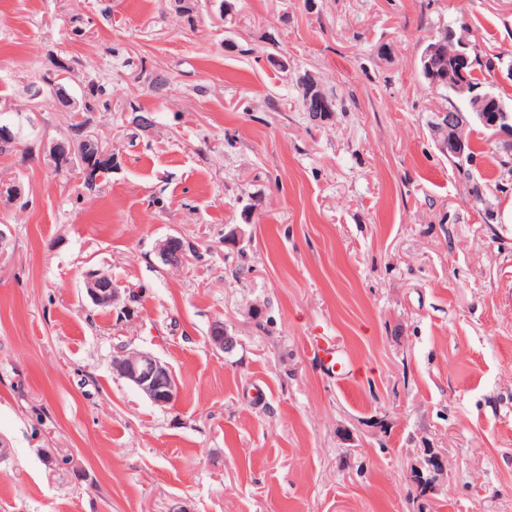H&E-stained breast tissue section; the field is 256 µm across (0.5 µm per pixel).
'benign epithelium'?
<instances>
[{
    "label": "benign epithelium",
    "instance_id": "1",
    "mask_svg": "<svg viewBox=\"0 0 512 512\" xmlns=\"http://www.w3.org/2000/svg\"><path fill=\"white\" fill-rule=\"evenodd\" d=\"M449 42L454 45V57L458 70H463L470 62L467 53L468 43L463 35L455 31H443L440 39L428 50L423 59L424 65L432 66L433 57L440 46ZM73 110L77 111L71 136L64 140H54L44 145V153L57 171L71 169L74 158L83 160L80 177L94 182L103 171L112 169V150L90 131L83 113L78 111L77 101L70 99ZM303 104L306 111L313 114L329 110L328 102L319 93L305 95ZM481 129L490 134L494 149L512 155V110L504 107L494 112H483L480 116ZM433 133L440 150L460 161L467 158L466 145L469 143L464 133H473L476 122L471 112H437L432 118ZM22 127L18 124L0 123V143L18 144L21 141ZM158 257L167 266L178 268L187 261L185 251L175 245V237L169 236L159 242ZM87 294L94 304L109 307L117 300V291L109 285V278L94 274L87 278ZM212 345L220 351H230L237 344L224 324L216 323L210 331ZM112 374L133 385L152 403L165 407L178 395V383L168 363L147 351L125 349L112 359Z\"/></svg>",
    "mask_w": 512,
    "mask_h": 512
}]
</instances>
